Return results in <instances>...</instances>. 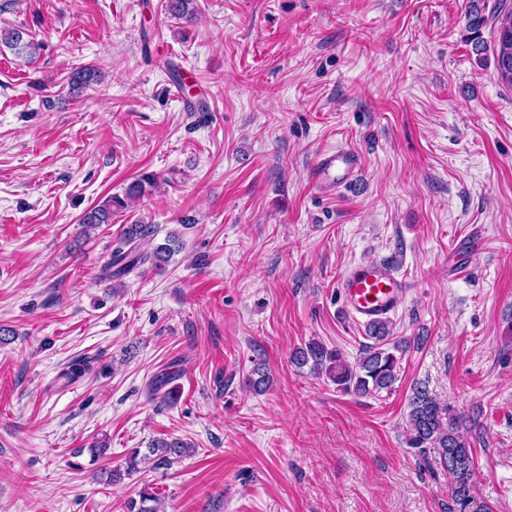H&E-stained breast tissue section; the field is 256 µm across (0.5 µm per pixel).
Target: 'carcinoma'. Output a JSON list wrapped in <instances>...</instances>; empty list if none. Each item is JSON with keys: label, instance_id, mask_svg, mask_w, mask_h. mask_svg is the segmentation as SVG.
Listing matches in <instances>:
<instances>
[{"label": "carcinoma", "instance_id": "obj_1", "mask_svg": "<svg viewBox=\"0 0 512 512\" xmlns=\"http://www.w3.org/2000/svg\"><path fill=\"white\" fill-rule=\"evenodd\" d=\"M480 2L481 0H469L466 11L468 40L477 52L483 44L482 28L486 23ZM167 7L178 18H188L196 10L195 0H168ZM505 20L512 22V11L495 17L494 46L498 72L501 71L504 61L512 62V40H501L500 28ZM0 43L30 57L35 56L40 49V43L26 38V32L15 28L0 30ZM154 183L153 175H141L129 185L125 197H109L85 212L80 224L84 227H97L111 223L114 211L126 208L128 201L142 195L145 185ZM124 236L129 248L112 253L110 260L101 269L99 278L119 280L147 263L154 268H162L169 263L176 246L179 245L178 237L171 234L168 236V243L158 245L150 252L140 250V241L153 236L150 224H131L124 230ZM367 339L371 343L362 349L359 360L353 366L342 359L339 351L314 340L296 348L291 353V362L300 368L309 367L310 372L317 376H326L340 392L375 396L393 385L399 362L411 348V342L390 337L388 320L367 327ZM405 443L415 450L429 469L440 470L448 475L451 500L460 507V512H466L474 503L473 445L462 432L458 416L448 406L441 404L424 382H416L411 387ZM192 452L193 446L180 438L163 439L150 448V455L143 457V460L151 462L154 470L167 471ZM138 465V453L134 451L124 469L116 468L109 472L110 480L121 481L136 472Z\"/></svg>", "mask_w": 512, "mask_h": 512}]
</instances>
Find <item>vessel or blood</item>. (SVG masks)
Returning a JSON list of instances; mask_svg holds the SVG:
<instances>
[{"label":"vessel or blood","instance_id":"1","mask_svg":"<svg viewBox=\"0 0 512 512\" xmlns=\"http://www.w3.org/2000/svg\"><path fill=\"white\" fill-rule=\"evenodd\" d=\"M360 167L356 153L342 148L318 152L309 177L318 190L332 191L353 182ZM346 312L362 325L382 321L405 302L409 284L385 261H362L350 265L338 281Z\"/></svg>","mask_w":512,"mask_h":512}]
</instances>
